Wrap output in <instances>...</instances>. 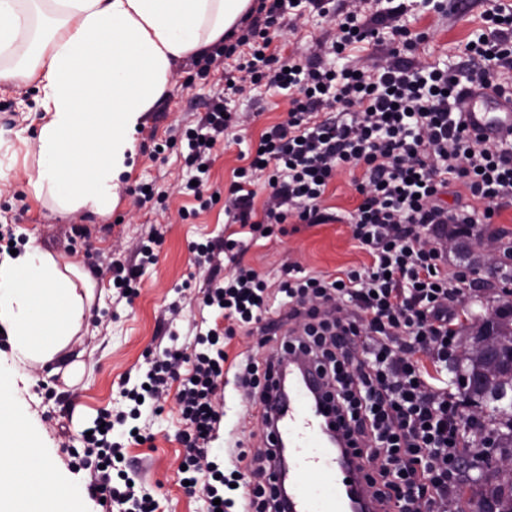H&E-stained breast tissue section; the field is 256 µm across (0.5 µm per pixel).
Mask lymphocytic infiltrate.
Instances as JSON below:
<instances>
[{
	"label": "lymphocytic infiltrate",
	"instance_id": "lymphocytic-infiltrate-1",
	"mask_svg": "<svg viewBox=\"0 0 512 512\" xmlns=\"http://www.w3.org/2000/svg\"><path fill=\"white\" fill-rule=\"evenodd\" d=\"M306 4L330 18L337 32L313 56L281 57L271 49L272 35L286 20L300 18ZM402 11L397 5L367 18L355 7L335 10L331 0H254L223 44L203 51L197 62L204 78L234 59L226 76L230 95L250 85L288 98L286 118L264 130L248 166L235 173L224 205L232 223L254 232L292 217L301 224L327 223L332 216L321 202L328 185L342 169L359 167L364 174L355 189L362 201L349 222L372 258L366 269L334 277L304 275L287 264L273 287L252 269L222 273L224 255L243 248V241L197 245L209 265L205 304L232 325L197 333L193 351L164 348L126 396L135 419L139 401L158 407L171 380L180 379L183 478L187 493L202 494L207 512H279L270 449L238 452L244 470L226 476L212 446L224 420L217 401L224 339L238 327L258 336L255 351L236 365V383L249 405L268 397L276 369L290 353L309 354L331 412L391 512H454L465 437L481 419L466 412L460 392L428 372L447 368L460 355L454 321L468 300V273L449 272L448 243L512 206V140L487 144L470 137L456 101L475 81L512 94V78L505 76L512 71V5L495 0L483 17L486 31L465 47L466 62L456 68L414 60L417 42L397 22ZM380 39L386 42L385 64H345L347 50ZM233 123L228 100L220 99L187 130L192 179L183 188L195 197H203L211 151ZM259 179L269 184L260 214L252 189ZM452 186L462 194L449 205L442 196ZM160 242V233H153L139 244L138 262L113 261L115 287L135 291L144 267L156 262ZM277 306L288 320L282 338L271 335L267 320ZM183 366L188 373L181 378ZM111 420V412L98 415L71 468L90 471L86 491L99 512L115 505L123 512H154L142 486L113 482L123 446L102 429Z\"/></svg>",
	"mask_w": 512,
	"mask_h": 512
}]
</instances>
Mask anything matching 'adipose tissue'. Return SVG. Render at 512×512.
Here are the masks:
<instances>
[{
    "instance_id": "1",
    "label": "adipose tissue",
    "mask_w": 512,
    "mask_h": 512,
    "mask_svg": "<svg viewBox=\"0 0 512 512\" xmlns=\"http://www.w3.org/2000/svg\"><path fill=\"white\" fill-rule=\"evenodd\" d=\"M56 19L31 39L36 63L21 72L0 66V82L38 79L43 121L36 168L28 184L37 198L66 210L108 213L115 182L126 171L134 134L166 94L176 61L223 39L250 0H42ZM72 264H59L28 246L0 260V325L18 362H48L80 330L92 299ZM18 443L0 445V504L25 512L27 496L67 484L34 462L35 483L19 479L12 463Z\"/></svg>"
}]
</instances>
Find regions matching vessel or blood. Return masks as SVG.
<instances>
[{"instance_id":"b4317fda","label":"vessel or blood","mask_w":512,"mask_h":512,"mask_svg":"<svg viewBox=\"0 0 512 512\" xmlns=\"http://www.w3.org/2000/svg\"><path fill=\"white\" fill-rule=\"evenodd\" d=\"M460 108L472 137L486 143L512 139V96L475 83ZM316 373L313 366L290 371L286 395L259 405L277 421L267 446L282 448L287 462L288 493L282 512H383L364 478L362 459L330 440L334 418L309 381Z\"/></svg>"}]
</instances>
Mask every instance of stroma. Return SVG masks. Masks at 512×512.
I'll return each mask as SVG.
<instances>
[{
    "mask_svg": "<svg viewBox=\"0 0 512 512\" xmlns=\"http://www.w3.org/2000/svg\"><path fill=\"white\" fill-rule=\"evenodd\" d=\"M402 22L411 35H425L419 56L422 62L456 66L463 50L485 28L483 15L490 0H467L462 13L438 9L426 0H408ZM326 18L304 15L296 28L285 29L273 46L282 56L312 52L318 39L330 32ZM223 70H211L207 78L196 76L192 58L178 61L172 71L168 92L147 112L135 139L137 149L122 174L115 191L112 210L104 216L84 210L65 212L50 202L36 198L27 181L35 163L34 143L42 114L38 107L37 81L0 84V224L14 225L17 234L40 247L59 262L75 264L87 277L95 301L82 330L59 353L56 378L45 367L26 366L28 386L0 389L4 398L24 400L31 414L30 435L47 456L48 465L60 479L76 482L80 489L79 512H92L84 487L86 474H74L69 467L72 449L81 448V432L98 413L124 410L121 381L145 366L148 352L170 346V331L179 334V345L193 340L196 323L224 326L223 316L203 310L202 289L207 267L197 256L195 244L216 238L245 240L238 254L242 265L254 268L276 284L286 263L300 266L312 275H333L371 262L368 253L353 239L345 218L360 202L353 181L361 169L343 171L330 184L322 205L336 219L327 224L288 222L271 236L249 234L241 225L228 223L223 200L200 208L194 197L178 192L177 186L189 175L183 145L173 137L194 125L206 112L208 103L224 93ZM232 107L240 117L213 150L210 168L212 191L224 192L235 171L246 165V152L255 149L265 127L280 122L288 107L286 96L272 90H246L235 96ZM162 145L152 154L154 145ZM151 185L154 196L139 203L136 186ZM86 227L89 238L72 236L73 226ZM158 230L163 242L158 261L146 268L139 293L122 298L112 286L110 263L132 260L136 243ZM493 236L512 243V207L503 210L491 224H480L469 235L457 238L448 249V269L471 270L467 305L459 316L461 324L489 316L507 301L497 295L501 281L493 276L494 266L479 237ZM179 382H171L159 412L145 411L139 425L143 442L125 439L126 429L115 426V440L126 441L122 470L136 472L150 490L155 512H206L201 495L188 494L180 483L179 466L184 448L178 440L184 424L176 403ZM224 425L215 448L225 446L227 436H235L244 449L257 446L260 430L256 418L246 414L235 385L223 392Z\"/></svg>",
    "mask_w": 512,
    "mask_h": 512,
    "instance_id": "obj_1",
    "label": "stroma"
}]
</instances>
